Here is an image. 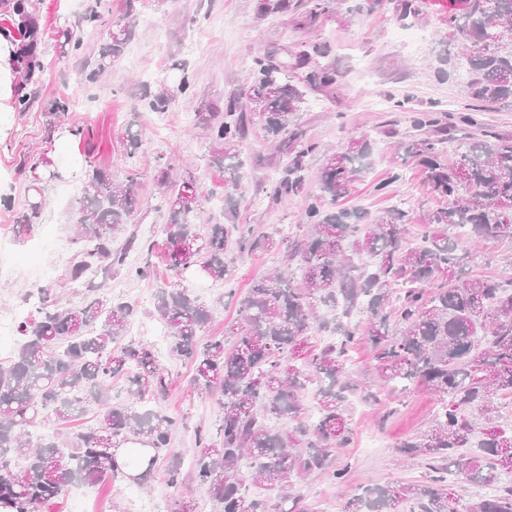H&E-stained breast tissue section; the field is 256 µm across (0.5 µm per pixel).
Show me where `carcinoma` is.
<instances>
[{
  "instance_id": "cac0c4a2",
  "label": "carcinoma",
  "mask_w": 512,
  "mask_h": 512,
  "mask_svg": "<svg viewBox=\"0 0 512 512\" xmlns=\"http://www.w3.org/2000/svg\"><path fill=\"white\" fill-rule=\"evenodd\" d=\"M448 39L466 58L463 95L468 100L456 121L431 108L412 115V139L398 150L427 170L430 191L446 204L428 213L422 243L407 241L408 214L394 207L377 216L334 208L364 178L372 143L363 135L336 151L322 149L297 124L306 91H330L337 73L311 66L309 55L327 46L292 53L275 64L258 53L238 94L224 110L209 113L206 136L216 145L211 166L224 173L228 189L226 224L197 228L205 199L191 169L171 162L157 165L159 203L168 209L163 232L171 279L157 287L154 316L168 330L171 354L193 363L194 389L218 394L223 413L215 431L197 430L199 453L193 476L216 504V512H314L298 491L312 474L345 481L349 466L336 465V452L349 446L352 397L377 402L378 389L421 386L438 401L421 435L398 442L396 453L426 457L422 484L370 483L345 512H512V423L500 419L494 399L512 394V274L466 272V240H512V139L493 133L476 117L492 106L512 107V0H450ZM101 0L73 21L58 26L59 55L77 54L85 31L98 26ZM328 0H261L263 16L291 15L306 27L327 12ZM11 28L0 34L18 44L15 66L21 92L15 100L27 111L48 69V44L33 0H13ZM132 36L130 22L103 27L105 40L96 59H85L83 80L94 82L112 68ZM176 87L143 91L147 107L164 112L187 94L194 78L186 68ZM257 122L286 157L270 192L272 202L304 190L308 159L320 153V194L303 213V238L255 233L236 224L233 196L243 181L233 162L248 125ZM480 131L466 140L457 125ZM22 169L34 202L20 217L25 231L47 205V177L62 179L46 149L27 155ZM139 168L126 182L92 167L81 185L75 213L77 245L63 281L75 299L61 303L56 285L40 289L34 312L17 324L20 336L11 363L0 368V512H42L74 482L94 486L126 477L117 460L121 443L137 439L150 447L136 455L146 468L141 482L165 458L168 481L182 480L179 454L171 448L176 422L153 408L171 382L155 346L123 342L137 309L112 299L94 284L96 274L123 272L142 278L147 271L127 264L143 246L126 227L142 207ZM277 248L283 266L255 282L237 298L238 320L224 335H203L212 309L198 301L183 279L194 268L212 282L229 281L226 256ZM301 271L295 279L292 268ZM315 331L327 333L319 349L309 346ZM366 346L373 372L354 381L348 356ZM124 379L138 410L111 403L112 380ZM311 392L316 416H304L303 396ZM98 406L96 425L84 431L42 437L38 426L68 423L81 404ZM492 491L463 501L462 485ZM273 491L272 504L250 494V487Z\"/></svg>"
}]
</instances>
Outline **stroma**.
I'll return each instance as SVG.
<instances>
[{"label": "stroma", "instance_id": "stroma-1", "mask_svg": "<svg viewBox=\"0 0 512 512\" xmlns=\"http://www.w3.org/2000/svg\"><path fill=\"white\" fill-rule=\"evenodd\" d=\"M395 5L396 0H383L381 7L371 12L336 7L322 15L311 29L300 30L285 19L260 16L258 0H138L132 18L133 33L123 60L96 83L79 89L74 84L75 68L81 57L98 54L102 46L98 31L87 30L81 56L54 58L51 72L28 111L0 114V235L11 236L9 247L0 250V316L9 317L43 276L59 279L74 249L75 202L67 198L62 181L51 184L39 224L26 236L15 234L18 218L27 209L20 164L29 151L51 146L64 174L83 173L91 161L118 182L124 180L133 164L120 142L124 130L132 129L140 141V155L165 162L192 161L206 196L200 224L222 219L227 207L224 175L207 165L212 145L201 115L223 106L238 92L240 79L257 52L269 53L280 62L302 40L327 45L329 51L321 62L338 73L332 94L307 91L299 114L306 136L333 150L362 134L374 142L370 169L356 184L351 197L344 200V207L360 208L371 215L402 207L409 213L410 235L422 234L429 210L440 206L441 201L431 194L424 171L406 160L395 146L412 135L414 111L432 105L454 113L463 111L465 61L448 53V0H421L423 15L415 26L422 31L424 40L418 53L395 37L401 25ZM182 64L194 77L191 93L177 98L164 112L145 108L143 90L155 89L162 82L175 84ZM67 97L74 100L61 117L68 132L48 137L47 112L55 100ZM400 99L405 100V108L394 109V102ZM239 158L245 178L235 196L237 223L250 224L267 233L286 225L292 234H300L306 199L319 191L320 156L309 160L303 193L274 205L269 202V193L281 156L275 153L260 126L250 128L239 146ZM396 170L402 172V179L394 182L386 194L374 192V184ZM153 175V170L148 169L141 178L143 207L130 226L140 241L153 245L152 254L135 250L129 255L133 265L147 266V277L119 273L95 278L106 293L137 308L134 326L127 332L128 338L136 341L151 340L156 325L155 291L170 276L165 261L166 239L160 229L166 214L155 208ZM50 239L62 244L63 255L47 253L42 261L33 264L18 259L21 249ZM467 250L472 257L467 270L473 275L502 273L506 261H512V242L508 240L492 247L473 242ZM279 262L277 253L257 251L231 261L229 286L205 279L192 281L194 294L216 307L208 335H223L225 326L238 317L234 300L224 296L225 288L245 292ZM160 360L171 379V392L160 407L178 422L173 446L188 471L197 451L196 430L212 428L221 408L216 398L204 400L195 392L190 363L166 353L161 354ZM436 409L435 398L421 387L407 391L386 388L380 391L377 404L357 403L351 416L353 440L338 452L339 462L350 466L346 481L334 483L327 476H313L301 483V494L317 512H344L346 502L358 495L364 485L424 481V461L401 462L395 446L426 430ZM133 488L127 482L104 481L94 488L96 502L115 503L119 512H130L129 491ZM134 489L152 500L154 512H177L185 502L191 504L193 512H214L206 488L188 478L170 485L161 462L145 484Z\"/></svg>", "mask_w": 512, "mask_h": 512}]
</instances>
